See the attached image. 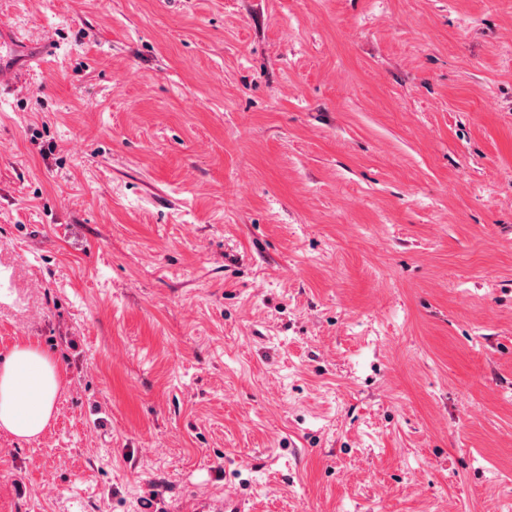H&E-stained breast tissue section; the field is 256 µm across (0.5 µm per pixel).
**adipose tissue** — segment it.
Masks as SVG:
<instances>
[{
  "instance_id": "1",
  "label": "adipose tissue",
  "mask_w": 512,
  "mask_h": 512,
  "mask_svg": "<svg viewBox=\"0 0 512 512\" xmlns=\"http://www.w3.org/2000/svg\"><path fill=\"white\" fill-rule=\"evenodd\" d=\"M64 371L30 343L0 361V430L20 440L41 435L50 423Z\"/></svg>"
}]
</instances>
